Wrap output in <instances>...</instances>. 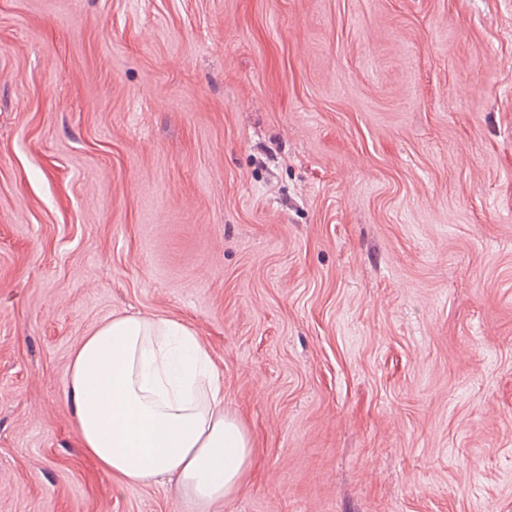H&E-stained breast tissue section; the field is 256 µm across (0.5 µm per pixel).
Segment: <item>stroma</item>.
<instances>
[{"label": "stroma", "mask_w": 512, "mask_h": 512, "mask_svg": "<svg viewBox=\"0 0 512 512\" xmlns=\"http://www.w3.org/2000/svg\"><path fill=\"white\" fill-rule=\"evenodd\" d=\"M129 312L254 436L208 512H512V0H0V512H197L78 443Z\"/></svg>", "instance_id": "obj_1"}]
</instances>
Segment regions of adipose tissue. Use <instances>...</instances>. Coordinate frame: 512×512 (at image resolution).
Listing matches in <instances>:
<instances>
[{
	"instance_id": "obj_1",
	"label": "adipose tissue",
	"mask_w": 512,
	"mask_h": 512,
	"mask_svg": "<svg viewBox=\"0 0 512 512\" xmlns=\"http://www.w3.org/2000/svg\"><path fill=\"white\" fill-rule=\"evenodd\" d=\"M66 398L85 453L125 484L172 477L207 507L235 494L253 465L248 429L179 321L127 314L99 325L73 353Z\"/></svg>"
}]
</instances>
